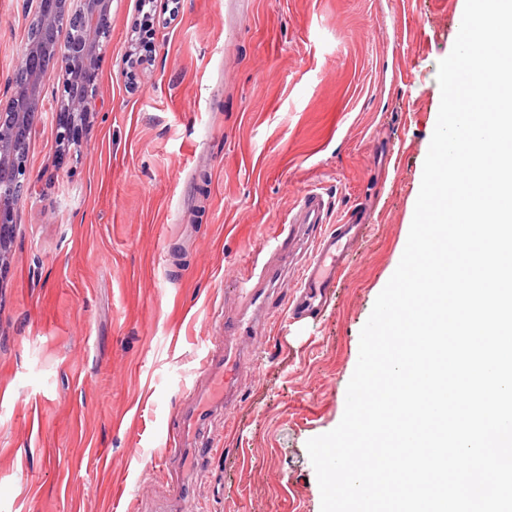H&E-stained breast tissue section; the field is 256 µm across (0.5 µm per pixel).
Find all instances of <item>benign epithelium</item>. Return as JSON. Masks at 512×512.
I'll use <instances>...</instances> for the list:
<instances>
[{
    "mask_svg": "<svg viewBox=\"0 0 512 512\" xmlns=\"http://www.w3.org/2000/svg\"><path fill=\"white\" fill-rule=\"evenodd\" d=\"M112 0H82V7L69 10V0H36L30 26L41 31L40 39L26 42L22 59L26 80L14 84L5 110L0 112V227L12 222L27 181L26 150L30 128L42 101V80L47 67L57 63L62 93L56 111L70 120H85L95 110L93 94L95 63L110 35L106 19ZM68 29L65 41L57 38Z\"/></svg>",
    "mask_w": 512,
    "mask_h": 512,
    "instance_id": "7a95c632",
    "label": "benign epithelium"
}]
</instances>
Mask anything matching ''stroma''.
Instances as JSON below:
<instances>
[{"mask_svg":"<svg viewBox=\"0 0 512 512\" xmlns=\"http://www.w3.org/2000/svg\"><path fill=\"white\" fill-rule=\"evenodd\" d=\"M35 0H0V109ZM465 0H112L96 109L61 151L56 66L0 265V512H320L309 439L342 419L360 331L404 252ZM365 224L329 305L282 306L320 227L262 256L243 396L202 432L211 467L167 458L204 391L231 279L299 193ZM192 486L184 498L172 486Z\"/></svg>","mask_w":512,"mask_h":512,"instance_id":"35a3bbf8","label":"stroma"}]
</instances>
